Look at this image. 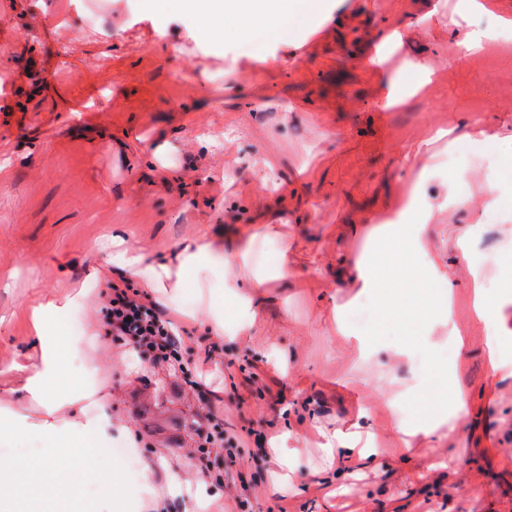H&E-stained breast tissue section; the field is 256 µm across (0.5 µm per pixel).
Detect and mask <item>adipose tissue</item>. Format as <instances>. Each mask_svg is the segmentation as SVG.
<instances>
[{
	"label": "adipose tissue",
	"instance_id": "1",
	"mask_svg": "<svg viewBox=\"0 0 512 512\" xmlns=\"http://www.w3.org/2000/svg\"><path fill=\"white\" fill-rule=\"evenodd\" d=\"M181 10L201 23L205 37L217 40L224 35L225 24L236 25L240 35H248L258 26L278 28L284 21L301 20L320 11L321 0H178ZM415 204L407 196L401 209L377 222L361 225L370 239H387V249L369 265H356L362 290H382L394 298L404 288L393 276L404 262L396 239L401 222ZM228 247L217 251L213 241L199 238L187 245L177 264L148 261L134 249L117 251L115 263L131 276L154 289L166 301L173 314H180L176 300L183 272L188 268L205 269L218 264L224 268V286L231 299L235 319L234 336L250 332L259 314L258 298L273 282L294 274L289 264L291 245L271 224H239L227 235ZM263 243L278 255L273 269H264L255 258L256 243ZM59 299L51 298L35 305L31 312L32 334L39 347L36 360L13 364L22 382L16 388V400L38 406V413L9 411L0 417V436L43 438L48 442L41 460L28 462L17 457L0 458V512H137V505L120 492L112 474L101 475L103 495L91 501L82 494V482L91 459L112 445V410L103 404L90 408V393L85 384L92 364L85 361L79 346L60 336L54 315ZM324 466L317 476L322 484L332 485L344 479L336 468L337 457L363 462L376 459L382 450L376 432H369L367 447H358L341 432L321 430Z\"/></svg>",
	"mask_w": 512,
	"mask_h": 512
}]
</instances>
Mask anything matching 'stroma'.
<instances>
[{
  "instance_id": "stroma-1",
  "label": "stroma",
  "mask_w": 512,
  "mask_h": 512,
  "mask_svg": "<svg viewBox=\"0 0 512 512\" xmlns=\"http://www.w3.org/2000/svg\"><path fill=\"white\" fill-rule=\"evenodd\" d=\"M99 14L86 25V10ZM512 0L490 11L473 0H327L324 12L278 30L218 41L171 0H0V393L13 387L7 366L37 357L30 306L43 296L77 297L56 316L99 370L92 404L133 434L156 471L191 456L206 412L225 437L242 440L196 461L223 473L211 512H512V313L504 294L512 258V170L501 164L512 142L427 146L431 131L473 123L512 132ZM404 38L388 50L385 37ZM430 77L432 92L411 95ZM404 96L383 106L388 92ZM429 150L425 172L415 154ZM275 166L261 179L259 158ZM496 182L492 202L482 186ZM425 202L409 233L426 237L442 267L455 269L456 296L426 281L435 325L422 343L380 297L346 281V263L376 250L354 227L398 209L411 188ZM275 224L291 243L294 277L265 296L249 336L224 341L218 356L205 320L179 322L183 348L199 363L198 387L153 366L112 337V284L126 278L112 260V239L173 259L205 236L223 244L234 224ZM467 261L455 265L458 254ZM480 277L488 312L476 319L470 282ZM222 304L224 272L186 270L178 302ZM338 314L345 335L333 329ZM467 328L459 346L452 326ZM287 355L279 367L268 342ZM502 365L492 372L487 347ZM463 385L467 413L451 403ZM394 408H387V398ZM460 428L456 472L447 440L434 448L443 468L423 470L430 448L408 462L380 456L378 468L351 466L336 494L317 485V440L305 424L328 429L365 420L379 445L392 423L418 429L436 414ZM300 449L297 480L269 488V458L283 427Z\"/></svg>"
}]
</instances>
